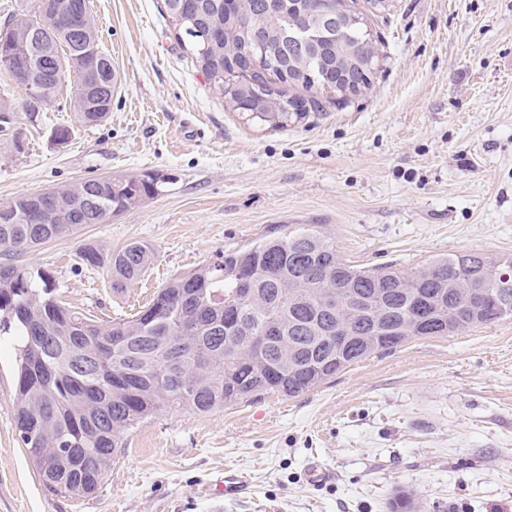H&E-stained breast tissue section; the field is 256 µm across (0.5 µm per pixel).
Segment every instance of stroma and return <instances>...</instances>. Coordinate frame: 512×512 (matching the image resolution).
Here are the masks:
<instances>
[{
	"label": "stroma",
	"instance_id": "stroma-1",
	"mask_svg": "<svg viewBox=\"0 0 512 512\" xmlns=\"http://www.w3.org/2000/svg\"><path fill=\"white\" fill-rule=\"evenodd\" d=\"M100 49L120 73L112 110L81 124L65 82L35 107L0 66L15 125L0 132V202L87 177L162 180L107 223L40 245L61 299L126 318L167 281L219 253L305 227L360 268L408 270L438 256H512V0H357L377 42L367 89L313 88L317 112L274 128L233 110L175 38L163 0H89ZM71 129L54 142L53 129ZM151 245L145 276L113 295L85 243ZM14 350L0 338V512H210L238 473L232 512H512V320L412 338L297 398L275 394L200 414L162 412L130 430L99 491L46 488L19 439ZM318 463L329 477L309 483Z\"/></svg>",
	"mask_w": 512,
	"mask_h": 512
}]
</instances>
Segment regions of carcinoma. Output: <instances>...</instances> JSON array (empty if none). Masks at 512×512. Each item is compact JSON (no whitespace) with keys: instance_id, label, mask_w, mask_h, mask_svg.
Listing matches in <instances>:
<instances>
[{"instance_id":"cac0c4a2","label":"carcinoma","mask_w":512,"mask_h":512,"mask_svg":"<svg viewBox=\"0 0 512 512\" xmlns=\"http://www.w3.org/2000/svg\"><path fill=\"white\" fill-rule=\"evenodd\" d=\"M166 10L175 37L185 39L213 89L230 107L245 99L254 117L287 126L299 112L274 83L312 89L308 75L333 67H364L368 84L377 58L359 39L368 25L349 29L318 56L289 66L282 26L316 16L320 0H278L263 15L247 6L232 13L224 0H175ZM14 59L45 68L29 93L44 106L71 77L78 119L95 125L112 109V59L98 44L94 22L79 30L54 13L33 8L10 17ZM259 30L265 51L249 55V34ZM252 66V81L236 69ZM0 94V131L15 113ZM159 191L158 177L84 179L58 191L50 215L30 221V194L0 204V332L15 337L14 417L44 485L56 492L90 496L118 458L127 431L161 412L185 408L200 413L277 393L295 398L329 382L354 363L390 353L411 338H435L512 319L483 302L473 287V268L485 286L499 276L495 258L452 254L410 270L358 269L338 256L330 238L299 228L283 236L226 251L176 276L128 318H93L66 306L51 272L13 261L85 224H103L137 199ZM78 265L107 269L112 294L124 293L155 260L146 243L131 242L103 255L84 244ZM353 341L336 346V331Z\"/></svg>"}]
</instances>
